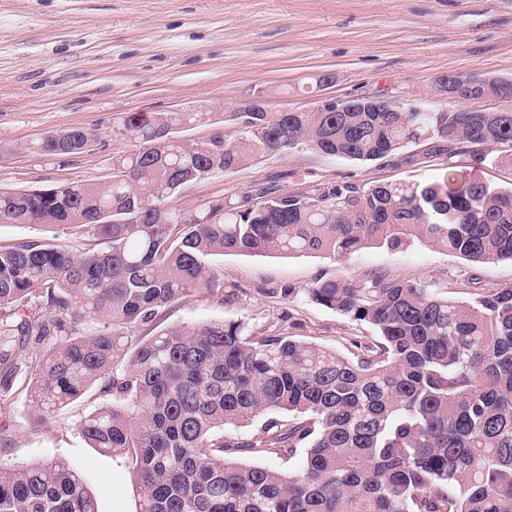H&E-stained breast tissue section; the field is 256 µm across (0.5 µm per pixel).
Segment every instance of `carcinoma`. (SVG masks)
Segmentation results:
<instances>
[{
    "instance_id": "cac0c4a2",
    "label": "carcinoma",
    "mask_w": 512,
    "mask_h": 512,
    "mask_svg": "<svg viewBox=\"0 0 512 512\" xmlns=\"http://www.w3.org/2000/svg\"><path fill=\"white\" fill-rule=\"evenodd\" d=\"M504 81L451 75L437 89L462 103L502 97ZM230 112L231 137L168 138L209 112H134V143L104 185L1 194L0 216L66 225L82 247L0 245V389L27 383L33 406L62 408L96 383L115 401L86 415L89 445L131 460L137 512H512V285L468 277L465 303L421 280L317 278L282 288L373 326L380 341L344 355L245 320L160 332L129 350L126 333L197 292L223 290L210 258L228 252L321 254L342 261L371 246L423 242L479 266L512 261V188L473 176L512 147V112ZM78 129L41 140L42 155L84 151ZM427 142L459 162L432 184L322 181L304 192L256 183L239 197L175 210L182 187L299 144L355 161ZM101 329L84 330L86 319ZM266 417L258 437L234 433ZM293 473L237 453L293 458ZM0 512H98L63 460L0 471Z\"/></svg>"
}]
</instances>
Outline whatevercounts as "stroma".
<instances>
[{
	"label": "stroma",
	"mask_w": 512,
	"mask_h": 512,
	"mask_svg": "<svg viewBox=\"0 0 512 512\" xmlns=\"http://www.w3.org/2000/svg\"><path fill=\"white\" fill-rule=\"evenodd\" d=\"M324 72L333 79L318 84ZM442 74L512 79V0H0V187L109 180L113 157L131 147L120 124L131 112L201 106L221 114L258 93L272 112L354 97L445 109L453 102L435 85ZM73 127L97 133L88 151L35 153L42 137ZM448 164L422 143L367 162L300 145L194 182L174 204L191 209L268 180L286 191L329 180L429 183L441 180ZM213 263L231 303L193 295L132 329L128 344L173 327L248 316L259 333L345 354L352 340L372 342L374 331L302 297L280 302L271 290L381 274L426 281L438 295L464 302L475 271L461 257L419 243L367 248L341 263L320 254L262 253H227ZM475 272L487 288L512 284L511 261ZM106 401L94 387L42 416L24 391H0V469L64 459L82 474L99 512H136L129 461L90 447L78 429Z\"/></svg>",
	"instance_id": "35a3bbf8"
}]
</instances>
